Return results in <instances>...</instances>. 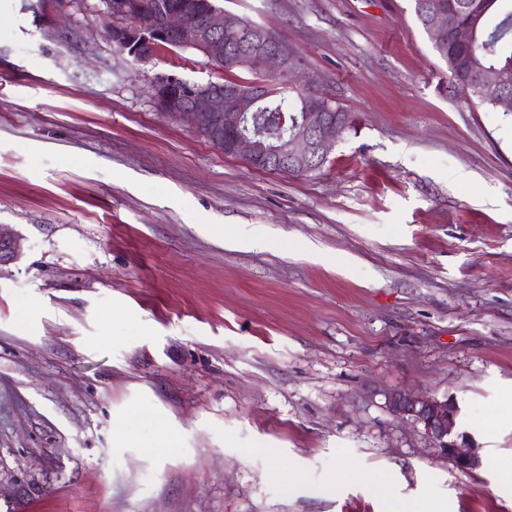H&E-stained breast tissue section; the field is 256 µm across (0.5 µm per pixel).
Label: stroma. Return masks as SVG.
I'll return each instance as SVG.
<instances>
[{
  "label": "stroma",
  "instance_id": "stroma-1",
  "mask_svg": "<svg viewBox=\"0 0 512 512\" xmlns=\"http://www.w3.org/2000/svg\"><path fill=\"white\" fill-rule=\"evenodd\" d=\"M215 3L357 116L320 171L151 103L253 73L0 0V512H512V112L454 92L411 0ZM396 391L456 399L479 468ZM23 251L19 237L6 235L0 231V266L9 265L19 259Z\"/></svg>",
  "mask_w": 512,
  "mask_h": 512
}]
</instances>
